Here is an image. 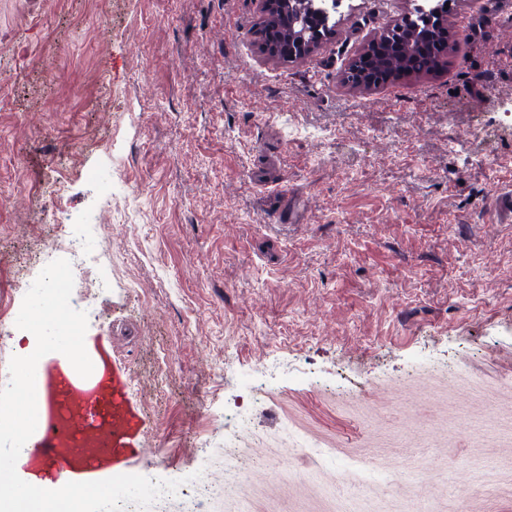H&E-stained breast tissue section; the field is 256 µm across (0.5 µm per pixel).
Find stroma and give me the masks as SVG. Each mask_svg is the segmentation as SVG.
<instances>
[{
	"label": "stroma",
	"mask_w": 512,
	"mask_h": 512,
	"mask_svg": "<svg viewBox=\"0 0 512 512\" xmlns=\"http://www.w3.org/2000/svg\"><path fill=\"white\" fill-rule=\"evenodd\" d=\"M424 2L342 0L288 63L259 0H0V387L65 229L118 414L98 479L209 491L147 512H512V0H449L442 69L343 80Z\"/></svg>",
	"instance_id": "obj_1"
}]
</instances>
